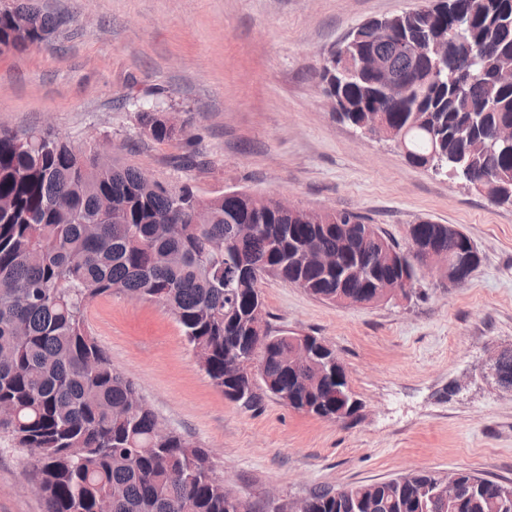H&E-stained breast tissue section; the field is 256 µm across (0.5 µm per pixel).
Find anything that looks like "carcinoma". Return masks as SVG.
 I'll use <instances>...</instances> for the list:
<instances>
[{
	"label": "carcinoma",
	"instance_id": "1",
	"mask_svg": "<svg viewBox=\"0 0 512 512\" xmlns=\"http://www.w3.org/2000/svg\"><path fill=\"white\" fill-rule=\"evenodd\" d=\"M28 17L21 32L14 15ZM62 21L38 8L0 4V53L22 52L53 35ZM437 29L448 49L474 52L458 74L425 53ZM410 35L417 52L399 45ZM387 61L407 82L382 91L369 73L340 72L357 49ZM320 71L323 93L354 128L372 113L404 136L405 158L428 169L434 155L472 160L475 188L512 204V149L489 146L492 131L512 124V0H436L418 10L368 19ZM143 130L157 142L183 136L153 101L138 103ZM199 196L189 187L150 184L142 171L86 153L48 133L0 130V431L24 455L46 512H234L235 494L218 478L210 453L162 423L135 383L112 362L86 326L87 305L114 292L167 307L201 367L224 398L243 406L269 394L289 408L352 422L362 408L336 350L322 338L266 320L260 288L279 278L340 305L385 301L380 284L420 280L427 248L480 253L447 224L408 225L401 249L352 211L312 214L271 197L229 190L208 200L210 224L191 223ZM338 266H320L321 252ZM315 352L292 367L293 344ZM260 347L256 381L233 363ZM457 480L454 502L437 490ZM290 512H512V485L466 470L415 473L366 485L324 487Z\"/></svg>",
	"mask_w": 512,
	"mask_h": 512
}]
</instances>
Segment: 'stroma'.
<instances>
[{
  "label": "stroma",
  "instance_id": "35a3bbf8",
  "mask_svg": "<svg viewBox=\"0 0 512 512\" xmlns=\"http://www.w3.org/2000/svg\"><path fill=\"white\" fill-rule=\"evenodd\" d=\"M64 23L49 45L0 54V128L44 131L170 187L211 198L230 189L306 208L350 210L399 246L409 225H452L481 264L461 288L423 278L411 295L339 306L264 280L273 330L332 345L363 408L342 425L274 397L227 401L174 316L115 293L86 322L112 366L161 422L210 450L217 476L257 512L313 490L411 473L468 470L512 483V392L488 370L512 347V205L408 163L393 142L337 119L318 72L359 24L419 0H35ZM176 113L195 137L158 143L137 102ZM0 512H44L19 450L0 433Z\"/></svg>",
  "mask_w": 512,
  "mask_h": 512
}]
</instances>
